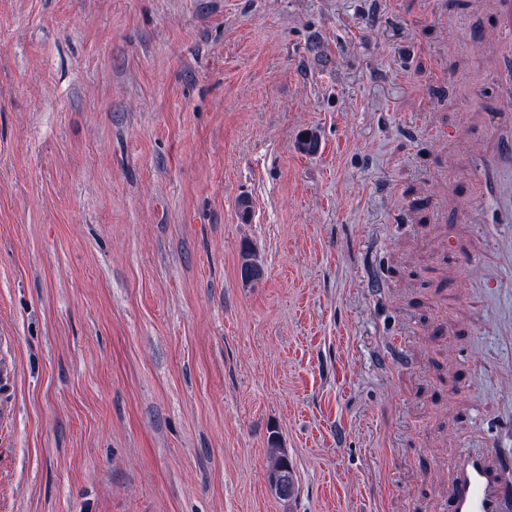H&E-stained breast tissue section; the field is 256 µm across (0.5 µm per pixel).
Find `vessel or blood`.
<instances>
[{
    "instance_id": "obj_1",
    "label": "vessel or blood",
    "mask_w": 512,
    "mask_h": 512,
    "mask_svg": "<svg viewBox=\"0 0 512 512\" xmlns=\"http://www.w3.org/2000/svg\"><path fill=\"white\" fill-rule=\"evenodd\" d=\"M445 512H512V467L498 449L465 451L455 458Z\"/></svg>"
}]
</instances>
